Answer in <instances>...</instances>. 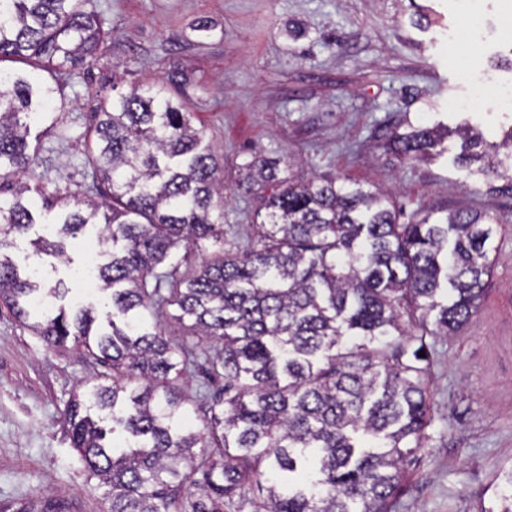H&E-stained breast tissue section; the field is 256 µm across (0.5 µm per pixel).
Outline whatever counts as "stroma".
<instances>
[{"instance_id": "obj_1", "label": "stroma", "mask_w": 512, "mask_h": 512, "mask_svg": "<svg viewBox=\"0 0 512 512\" xmlns=\"http://www.w3.org/2000/svg\"><path fill=\"white\" fill-rule=\"evenodd\" d=\"M110 34L93 63L55 100L66 137L51 133L35 167L48 191L83 193L92 114L113 89L189 77L185 99L224 167V230L251 223L254 194L237 185L252 154L292 156L290 177L330 174L388 190L404 215L486 213L494 268L473 320L430 348L428 445L406 469L398 512H486L512 468V198L458 168L456 129L484 143L512 129V108L486 110L512 90V0H98ZM208 21V34L198 32ZM478 29L465 49L458 31ZM121 84H114V77ZM451 129L440 155L411 161L392 151L408 125ZM71 265L45 255L42 278L63 282L64 306L101 307L103 293L74 278L101 261L95 230L75 241ZM97 370L52 349L0 305V512L56 503L58 512H105L62 418Z\"/></svg>"}]
</instances>
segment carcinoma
<instances>
[{"label": "carcinoma", "instance_id": "carcinoma-1", "mask_svg": "<svg viewBox=\"0 0 512 512\" xmlns=\"http://www.w3.org/2000/svg\"><path fill=\"white\" fill-rule=\"evenodd\" d=\"M106 18L94 0H0V303L26 322L40 294L67 289L20 274L3 254L35 224H55L30 241L35 253L70 261L67 241L90 226L107 260L99 290L110 294L111 331L94 330L92 308L30 325L56 347L106 367L66 404L65 422L88 477L105 489L107 512H174L181 491L202 485L191 512H396L409 457L427 447L432 420L427 339H446L476 315L491 274L493 228L480 212L401 224L389 196L336 178L293 183L279 160L239 166L258 192L244 240L224 242V176L203 144L193 112L162 84L134 86L97 105L89 162L99 201L31 184L42 134L56 127L52 103L72 69L95 58ZM46 72L50 80L40 73ZM455 162L480 163L512 196V166L467 128ZM389 145L410 160L432 156L438 139L410 125ZM208 242L197 269L179 274ZM182 257H177L179 250ZM165 305L185 340L151 321ZM203 348L222 387L192 397L182 387ZM425 356H419V353ZM198 407L200 425L188 423ZM106 413L116 443L91 408ZM201 475V480L194 479ZM267 483L252 501V485ZM487 512H512V469Z\"/></svg>", "mask_w": 512, "mask_h": 512}]
</instances>
